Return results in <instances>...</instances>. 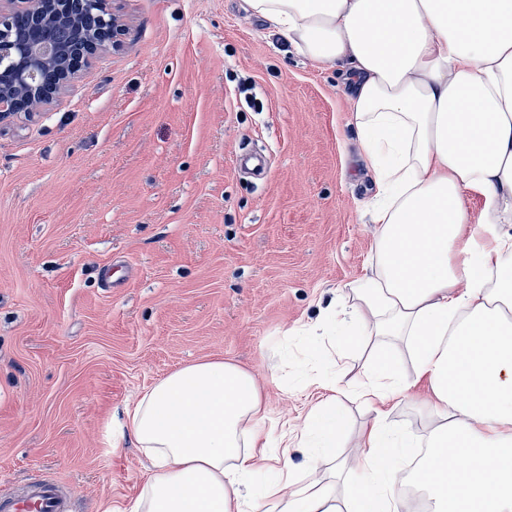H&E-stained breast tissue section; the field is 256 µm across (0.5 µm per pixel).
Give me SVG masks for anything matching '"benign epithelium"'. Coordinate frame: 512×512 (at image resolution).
Wrapping results in <instances>:
<instances>
[{
  "label": "benign epithelium",
  "mask_w": 512,
  "mask_h": 512,
  "mask_svg": "<svg viewBox=\"0 0 512 512\" xmlns=\"http://www.w3.org/2000/svg\"><path fill=\"white\" fill-rule=\"evenodd\" d=\"M8 4V8L0 5V124L47 108L79 79L76 72L59 65L67 50L43 40L44 29L69 28L88 59L108 49L86 28L81 13L67 8L63 0H8ZM95 5L115 33L112 42H117L123 23L112 12L111 0H95ZM20 16L29 20L24 33L16 28Z\"/></svg>",
  "instance_id": "1"
}]
</instances>
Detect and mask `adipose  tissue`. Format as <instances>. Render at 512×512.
I'll return each mask as SVG.
<instances>
[{"label": "adipose tissue", "mask_w": 512, "mask_h": 512, "mask_svg": "<svg viewBox=\"0 0 512 512\" xmlns=\"http://www.w3.org/2000/svg\"><path fill=\"white\" fill-rule=\"evenodd\" d=\"M299 53L344 67L352 123L378 202L370 270L350 286L346 344L374 342L356 388L374 416L354 443L344 499L321 478L239 487L266 460L260 386L221 359L187 364L125 412L151 461L124 512H400L398 457L416 470L430 512H512V0H247ZM482 201L472 225L468 202ZM405 349L414 378L401 376ZM301 423L314 461L343 427L337 375ZM432 423L422 435L385 416L412 385ZM463 456L452 468L449 455Z\"/></svg>", "instance_id": "1"}]
</instances>
